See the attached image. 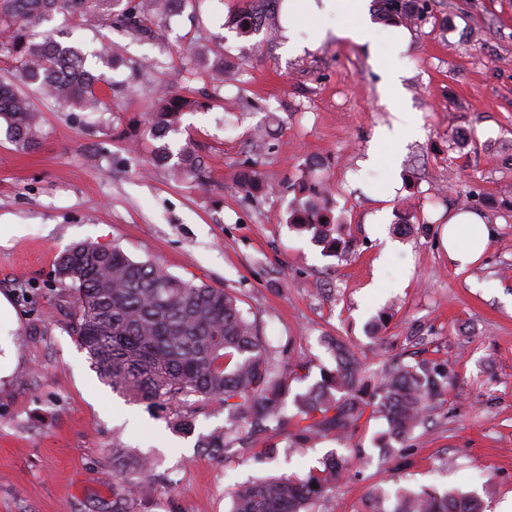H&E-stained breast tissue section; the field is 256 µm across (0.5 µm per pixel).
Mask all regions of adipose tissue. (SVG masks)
Returning <instances> with one entry per match:
<instances>
[{
	"mask_svg": "<svg viewBox=\"0 0 512 512\" xmlns=\"http://www.w3.org/2000/svg\"><path fill=\"white\" fill-rule=\"evenodd\" d=\"M369 0H284V18L288 27L316 19L329 13H341L347 18L344 26L319 29L318 40L328 36L368 46L385 47L392 56V63L385 70L384 95L395 100L400 95V55L410 43L407 29L381 25L373 21L369 13ZM494 234L484 215L471 210L452 211L442 233V245L452 264L465 269L475 264Z\"/></svg>",
	"mask_w": 512,
	"mask_h": 512,
	"instance_id": "ef3b65f1",
	"label": "adipose tissue"
}]
</instances>
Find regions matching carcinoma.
I'll use <instances>...</instances> for the list:
<instances>
[{
	"mask_svg": "<svg viewBox=\"0 0 512 512\" xmlns=\"http://www.w3.org/2000/svg\"><path fill=\"white\" fill-rule=\"evenodd\" d=\"M378 18L387 25L422 24L432 17L431 0H374ZM277 0H239L229 24L238 35L257 30L254 18L275 26ZM56 14L78 19L89 29L118 26L138 36L168 17L164 0H0V53L12 59V71L0 76V121L23 151L38 144L39 116L26 89L61 110L96 112L113 90L105 77L85 68L77 47L39 38L35 29ZM190 54L203 63L216 88L235 75L224 57L210 58L205 45L193 43ZM211 100L186 91L155 88L152 112L139 121V136L151 145L153 163L170 165L178 177L190 176L198 187L209 184L210 171L186 145L178 153L165 138L179 130L188 111L210 108ZM177 161H172V158ZM242 189L264 188L255 169L238 173ZM286 223L308 232L328 256L339 259L353 248L342 237L331 213L328 185L312 166L294 188ZM59 301L67 304L71 331L103 384L136 402L171 406L173 426L194 434V408L216 403L224 425L197 438L195 447L229 458L253 449L259 438L276 431L288 435V449L306 448L329 435L349 443L363 417L385 423L379 454L396 455L445 402L454 382L446 360L399 358L377 371L367 370L353 347L340 338L325 340L335 367L322 369L320 380L291 394L294 374L283 354L271 348L247 320L236 294L196 284L148 262L130 259L121 249L92 242L77 243L57 260L54 274ZM350 460L333 451L304 477L259 475L233 494L230 512H314L313 506L345 474ZM160 475L153 459L112 445V496L126 503L152 497ZM391 512H482L468 492L448 489L419 492L399 489Z\"/></svg>",
	"mask_w": 512,
	"mask_h": 512,
	"instance_id": "carcinoma-1",
	"label": "carcinoma"
}]
</instances>
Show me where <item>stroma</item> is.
Segmentation results:
<instances>
[{
  "label": "stroma",
  "mask_w": 512,
  "mask_h": 512,
  "mask_svg": "<svg viewBox=\"0 0 512 512\" xmlns=\"http://www.w3.org/2000/svg\"><path fill=\"white\" fill-rule=\"evenodd\" d=\"M236 7L186 0L137 37L61 16L40 26L80 47L87 69L115 91L97 112L36 100L42 137L28 152L0 129V296L12 308L0 318V512H112L116 442L154 457L171 478L141 512H229L232 491L259 471L301 476L329 451L349 452L327 438L263 466L248 454L223 459L197 449L165 412L112 393L57 304L55 261L83 241L232 290L268 344L309 363L313 380L334 365L326 336L352 342L374 369L399 355L448 360L456 382L426 428L385 463L373 446L383 421L361 420L354 442L364 459L314 512H373L377 489L398 485L472 491L495 512L512 500V209L502 205L512 199V0H436L434 19L410 29L395 104L383 96L387 49L314 44L317 29L342 17L303 22L290 38L266 27L241 37L226 25ZM202 34L241 65L218 90L205 71L187 76L194 62L185 47ZM104 41L125 65L97 57ZM158 82L224 99L185 114L168 137L175 151L192 142L211 173L206 188L130 142ZM395 108L413 114L418 132L369 163ZM260 127L268 144L257 152ZM314 158L325 164L334 217L356 241L343 260L285 222L291 185ZM246 160L269 186L253 198L236 183ZM465 204L496 227L480 261L460 270L441 232ZM407 210L428 234L396 230ZM386 310L393 316L374 340L369 322Z\"/></svg>",
  "instance_id": "35a3bbf8"
}]
</instances>
